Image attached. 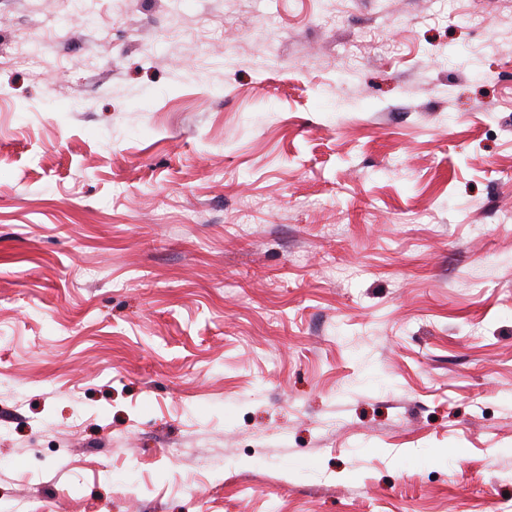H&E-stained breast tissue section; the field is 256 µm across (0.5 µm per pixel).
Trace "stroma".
<instances>
[{
	"label": "stroma",
	"instance_id": "stroma-1",
	"mask_svg": "<svg viewBox=\"0 0 512 512\" xmlns=\"http://www.w3.org/2000/svg\"><path fill=\"white\" fill-rule=\"evenodd\" d=\"M0 0V512L512 505V0Z\"/></svg>",
	"mask_w": 512,
	"mask_h": 512
}]
</instances>
